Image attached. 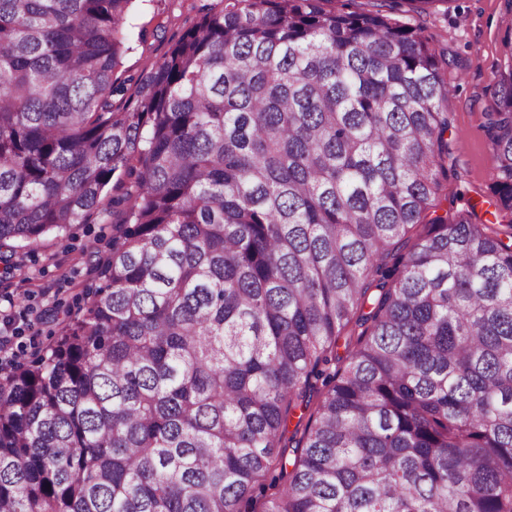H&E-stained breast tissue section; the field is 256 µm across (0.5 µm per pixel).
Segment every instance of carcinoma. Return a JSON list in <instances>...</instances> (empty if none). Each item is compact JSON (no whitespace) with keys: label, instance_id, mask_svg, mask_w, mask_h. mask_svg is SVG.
<instances>
[{"label":"carcinoma","instance_id":"cac0c4a2","mask_svg":"<svg viewBox=\"0 0 512 512\" xmlns=\"http://www.w3.org/2000/svg\"><path fill=\"white\" fill-rule=\"evenodd\" d=\"M132 2L0 0V248L109 191L115 231L99 290L0 376V512H512V61L493 219H429L435 35L217 0L130 89Z\"/></svg>","mask_w":512,"mask_h":512}]
</instances>
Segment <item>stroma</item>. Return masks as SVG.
I'll return each mask as SVG.
<instances>
[{
	"mask_svg": "<svg viewBox=\"0 0 512 512\" xmlns=\"http://www.w3.org/2000/svg\"><path fill=\"white\" fill-rule=\"evenodd\" d=\"M208 0H135L128 19L131 48L117 75L137 76L149 63L168 53ZM507 0H445L426 12L412 9L408 0H394L393 18L425 28L448 46L456 59L453 91L448 100V196L439 211L456 216L475 207L489 211L487 196L495 171L481 128L501 70L507 64ZM165 29H158V22ZM112 219L77 224L65 233H49L37 244L13 250L0 259V283L12 285L0 300V312L12 319L9 343L0 352V372L33 360L59 335L82 306L87 294L99 288L98 265L112 253Z\"/></svg>",
	"mask_w": 512,
	"mask_h": 512,
	"instance_id": "1",
	"label": "stroma"
}]
</instances>
